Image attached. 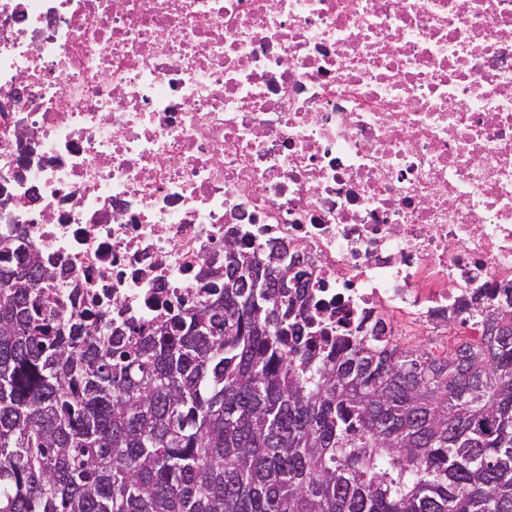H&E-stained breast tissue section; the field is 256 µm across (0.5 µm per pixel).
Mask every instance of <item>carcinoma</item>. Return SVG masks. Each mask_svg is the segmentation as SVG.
Listing matches in <instances>:
<instances>
[{"label": "carcinoma", "instance_id": "carcinoma-1", "mask_svg": "<svg viewBox=\"0 0 512 512\" xmlns=\"http://www.w3.org/2000/svg\"><path fill=\"white\" fill-rule=\"evenodd\" d=\"M0 253V512H512V288L435 359L309 314L307 286L210 288L153 322L44 300Z\"/></svg>", "mask_w": 512, "mask_h": 512}]
</instances>
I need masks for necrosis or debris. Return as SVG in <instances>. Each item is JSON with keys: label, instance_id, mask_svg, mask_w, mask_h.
Wrapping results in <instances>:
<instances>
[{"label": "necrosis or debris", "instance_id": "1", "mask_svg": "<svg viewBox=\"0 0 512 512\" xmlns=\"http://www.w3.org/2000/svg\"><path fill=\"white\" fill-rule=\"evenodd\" d=\"M47 293L155 321L224 236L313 312L447 336L512 286V0H0V238Z\"/></svg>", "mask_w": 512, "mask_h": 512}]
</instances>
